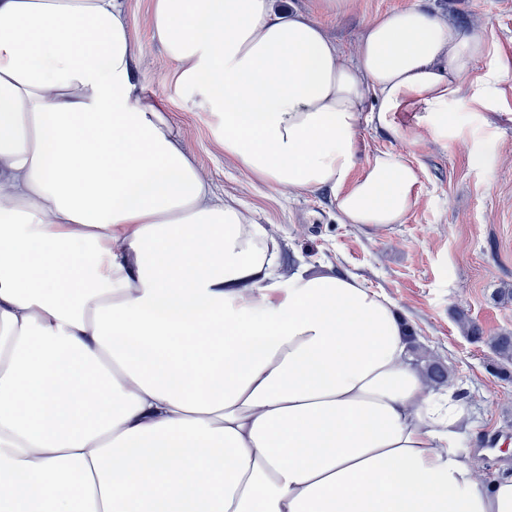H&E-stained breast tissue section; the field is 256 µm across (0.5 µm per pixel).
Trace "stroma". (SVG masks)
Instances as JSON below:
<instances>
[{
  "mask_svg": "<svg viewBox=\"0 0 512 512\" xmlns=\"http://www.w3.org/2000/svg\"><path fill=\"white\" fill-rule=\"evenodd\" d=\"M151 0H126L137 49L135 80L163 104L200 175L225 202L266 227L280 246L279 267L334 269L360 277L402 311L421 351L447 365L464 395L463 447L491 481L512 473V369L498 370L488 341L512 333V8L502 0H349L320 15L328 36L353 56L367 25L423 5L467 33L484 35L488 55L458 86L464 120L441 128L426 112H392L388 128L363 123L358 162L391 152L419 171L417 200L403 223H341L332 194L288 193L247 173L224 152V116L194 105L170 78L171 62L153 39ZM483 331L465 335L458 312Z\"/></svg>",
  "mask_w": 512,
  "mask_h": 512,
  "instance_id": "obj_1",
  "label": "stroma"
}]
</instances>
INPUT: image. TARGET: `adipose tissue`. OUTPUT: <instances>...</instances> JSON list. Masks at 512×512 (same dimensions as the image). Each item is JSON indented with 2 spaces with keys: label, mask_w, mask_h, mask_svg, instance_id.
<instances>
[{
  "label": "adipose tissue",
  "mask_w": 512,
  "mask_h": 512,
  "mask_svg": "<svg viewBox=\"0 0 512 512\" xmlns=\"http://www.w3.org/2000/svg\"><path fill=\"white\" fill-rule=\"evenodd\" d=\"M178 87L261 180L403 223L417 169L357 166L363 121L457 119L489 51L420 6L352 60L283 0H152ZM125 0H0V512H512L467 404L355 275L279 245L198 173L133 78Z\"/></svg>",
  "instance_id": "1"
}]
</instances>
